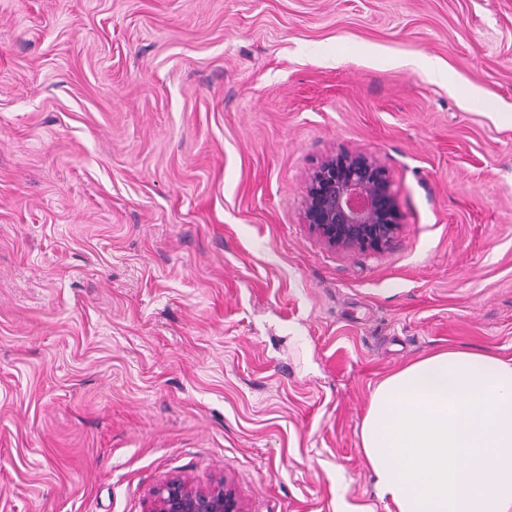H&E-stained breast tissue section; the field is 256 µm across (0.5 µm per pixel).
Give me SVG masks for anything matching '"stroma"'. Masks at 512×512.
Listing matches in <instances>:
<instances>
[{
	"label": "stroma",
	"mask_w": 512,
	"mask_h": 512,
	"mask_svg": "<svg viewBox=\"0 0 512 512\" xmlns=\"http://www.w3.org/2000/svg\"><path fill=\"white\" fill-rule=\"evenodd\" d=\"M341 148L402 229L302 219ZM512 359V0H0V512H395L369 395ZM302 218L321 242L341 251H382L402 227L386 165L346 149L329 153L308 173ZM144 512H246L231 483L220 479L206 486L184 478L157 487Z\"/></svg>",
	"instance_id": "obj_1"
}]
</instances>
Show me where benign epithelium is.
Here are the masks:
<instances>
[{"label":"benign epithelium","mask_w":512,"mask_h":512,"mask_svg":"<svg viewBox=\"0 0 512 512\" xmlns=\"http://www.w3.org/2000/svg\"><path fill=\"white\" fill-rule=\"evenodd\" d=\"M303 223L330 248L382 251L402 222L392 179L376 156L342 149L326 155L303 186ZM145 512H246L231 483L206 486L184 478L157 487Z\"/></svg>","instance_id":"7a95c632"}]
</instances>
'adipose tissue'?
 <instances>
[{
  "label": "adipose tissue",
  "mask_w": 512,
  "mask_h": 512,
  "mask_svg": "<svg viewBox=\"0 0 512 512\" xmlns=\"http://www.w3.org/2000/svg\"><path fill=\"white\" fill-rule=\"evenodd\" d=\"M360 446L395 512H512V360L445 349L372 390Z\"/></svg>",
  "instance_id": "1"
}]
</instances>
